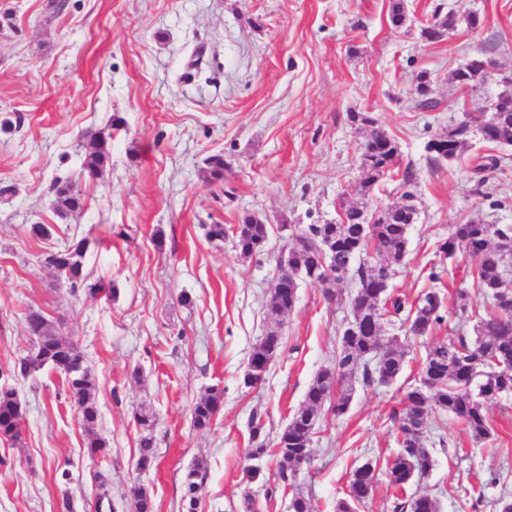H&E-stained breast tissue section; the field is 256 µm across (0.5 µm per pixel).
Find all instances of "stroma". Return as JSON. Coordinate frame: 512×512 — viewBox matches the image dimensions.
Masks as SVG:
<instances>
[{"label":"stroma","instance_id":"1","mask_svg":"<svg viewBox=\"0 0 512 512\" xmlns=\"http://www.w3.org/2000/svg\"><path fill=\"white\" fill-rule=\"evenodd\" d=\"M47 3L0 0V387L15 388L24 409L18 439L0 437V512H97L102 477L116 512H133L134 485L155 512H186L192 468L207 474L197 512H245L248 495L255 512H289L276 458L263 459L258 481L246 477L250 422L261 418L275 440L333 364L355 282L337 283L332 303L320 284L301 282L277 323L264 305L300 226L339 221L349 205L370 213L401 204L388 178L359 191L369 130L349 115L366 112L417 177L408 255L389 290L412 302L439 288L444 321L424 336L384 324L405 352L402 373L389 385H356L343 416L321 411L293 492L335 512L351 470L396 450L395 413L418 386L428 349L473 335L485 312L470 260L439 246L467 221L512 224V144L476 137L462 158L438 162L426 144L506 90L512 0H406L398 28L391 0H67L58 15ZM438 9L459 21L429 42L421 30ZM471 11L478 26L464 20ZM474 57L490 60L495 75L466 91L453 73ZM422 71L431 110L415 106ZM101 130L112 134L111 158L92 179L83 161ZM217 154L224 178L211 183L207 160ZM485 156L499 165L480 176ZM59 179L82 192L81 215L53 212ZM247 214L268 227L261 253L243 258L232 240L206 237V225L230 228ZM34 224L51 225L52 237H32ZM82 238L88 282L114 283V295L69 290L45 266L46 252ZM32 310L84 356L99 410L93 430L59 373H15L32 346ZM273 329L281 352L262 383L244 386L253 346ZM215 384L221 409L210 429H195L192 407ZM142 410L154 417L157 454L143 473L134 420ZM490 416L494 434L478 441L431 410L424 435L434 463L407 495L436 497L441 512H499L512 500V393L496 398ZM92 433L107 442L104 458L84 446Z\"/></svg>","mask_w":512,"mask_h":512}]
</instances>
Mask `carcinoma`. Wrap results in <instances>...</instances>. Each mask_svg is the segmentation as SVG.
Segmentation results:
<instances>
[{
    "instance_id": "carcinoma-1",
    "label": "carcinoma",
    "mask_w": 512,
    "mask_h": 512,
    "mask_svg": "<svg viewBox=\"0 0 512 512\" xmlns=\"http://www.w3.org/2000/svg\"><path fill=\"white\" fill-rule=\"evenodd\" d=\"M434 22L422 30V37L438 41L454 28L456 18L450 12L441 18L433 16ZM415 91L419 97L417 106L423 110L436 107L427 98L428 79L423 73L416 77ZM353 122L370 128L365 153L360 162L359 185L363 194H368L378 182L385 178L397 162L398 146L384 131L376 126V119L367 112L350 114ZM485 119L482 112H469L457 124V141L448 152L452 161L464 155L472 147V128ZM111 134L99 132L90 137V151L83 163L86 173L100 176L110 158ZM497 141L512 143V111L498 115ZM54 211L62 216H74L84 207V198L70 182L57 181L56 193L51 201ZM414 223L413 213L408 208L388 207L377 215L368 216L364 209L355 206L344 210L343 222L309 224L301 230L299 242L288 249V273L302 271L313 274V281L323 286L327 301L336 300V279L328 278L322 267V249L328 242L338 244L334 262L336 268H343L355 261L358 255L374 252V261H363L353 271L357 288L348 298V305L354 320L359 322V335L340 340L335 363L321 369L309 385L304 401L293 412L288 422V438L292 447L303 448L311 442V434L319 413L327 409L333 415H344L351 404L354 384H390L401 373L405 351L393 338L384 341L381 335L384 311L391 310L395 317L401 315L410 319V332L425 336L441 326L444 317L440 314L443 298L434 290L422 295L418 302L410 305L399 296L383 291L379 273L403 264L408 252V230ZM368 227L369 240L362 242L361 226ZM512 237V225L480 224L466 222L456 226L455 233L442 245L441 250L449 256L460 251L472 261L473 286L490 299L485 316L474 327L475 336H454L434 343L427 356L437 355L440 361L432 362L423 369L422 382L430 389V402H425L417 392L406 395L402 410L398 413L400 437L394 457L387 461L388 483L404 488V476L414 471L419 476L433 463L432 449L423 440V434L413 432L408 424L426 417L434 407L460 419L468 432L477 440L493 435L489 418V402L503 392L512 391V289L505 275V254L495 243L496 236ZM268 238V228L259 218L247 215L238 225L234 248L242 257H250L263 250ZM84 241L73 242L64 251V257L56 272L58 277L75 290L86 282L83 259ZM294 289L288 293L268 294L266 317L276 320L295 304ZM27 328L41 336L42 352L26 355L18 362L17 368L30 374L49 368L64 375L75 403L87 429L91 430L98 419V411L91 401L94 384L84 367V358L78 348L56 336L50 322L37 311L26 316ZM283 347L282 336L268 331L253 347L252 360L270 362ZM224 396V389L218 385L208 388L206 395L195 402L192 408L193 425L207 429L218 411V399ZM23 409L14 395L0 389V436L16 439L21 424L18 416ZM142 435L139 439L138 464L149 467L155 461V447L152 436L153 416L140 411L135 414ZM264 424L254 417L251 421L250 437L254 447L250 452L264 453L278 459L279 478L288 482L293 477L292 466L301 458H286L280 452L267 446L263 438ZM135 501L136 512H153V501L141 487L130 489ZM397 512H440L437 500L427 495L410 497L395 505Z\"/></svg>"
}]
</instances>
